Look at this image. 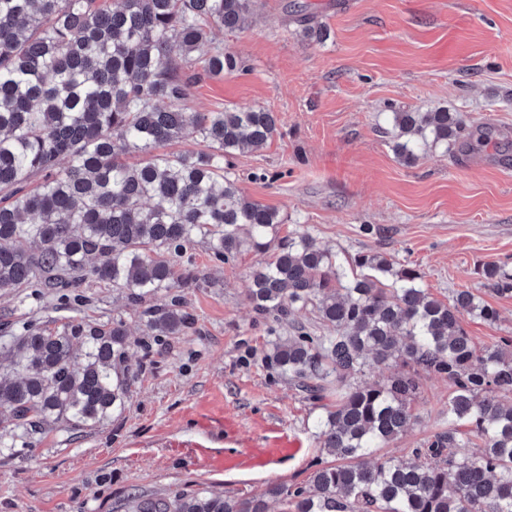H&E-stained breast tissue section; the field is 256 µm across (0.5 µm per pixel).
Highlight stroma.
<instances>
[{
    "instance_id": "stroma-1",
    "label": "stroma",
    "mask_w": 512,
    "mask_h": 512,
    "mask_svg": "<svg viewBox=\"0 0 512 512\" xmlns=\"http://www.w3.org/2000/svg\"><path fill=\"white\" fill-rule=\"evenodd\" d=\"M299 11L326 37L303 35ZM212 44L242 66L201 76L186 107L275 113L278 134L234 156L230 170L246 197L285 216L280 236L308 231L343 262L379 251L409 263L434 296L468 289L496 309L491 323L463 316L476 343L512 336V294L483 274L491 262L512 272V0H258L245 29H214ZM439 107L469 131L490 125L504 138L466 156L427 148L400 162L393 113ZM263 259L246 251L218 264L206 245L190 250L183 262L200 283L181 291L195 324L180 336L149 335L139 307L96 281L72 291L65 309L52 293L21 306L0 290V320L12 327L120 316L130 342L124 412L92 430L55 425L31 455L1 454L0 512H126L132 494L232 498L307 483L316 421L336 396L309 399L269 353L278 338L330 330L310 309L280 323L252 310L248 278ZM449 392L447 378L424 377L417 422L378 456L406 455L447 429ZM284 435L300 451L249 459ZM200 448L225 467H201Z\"/></svg>"
}]
</instances>
